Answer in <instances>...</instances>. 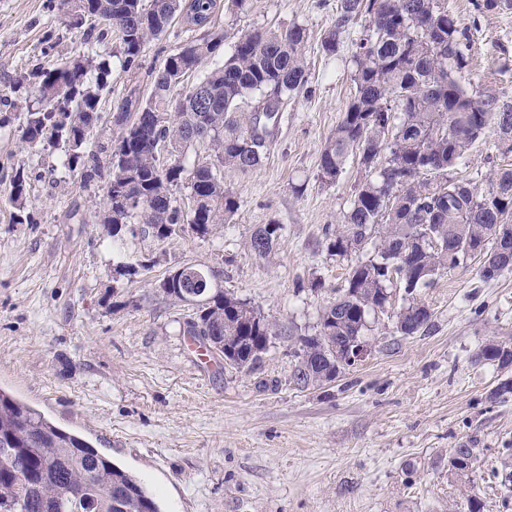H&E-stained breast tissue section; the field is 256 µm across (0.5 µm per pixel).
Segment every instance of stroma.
Returning <instances> with one entry per match:
<instances>
[{"instance_id":"1","label":"stroma","mask_w":512,"mask_h":512,"mask_svg":"<svg viewBox=\"0 0 512 512\" xmlns=\"http://www.w3.org/2000/svg\"><path fill=\"white\" fill-rule=\"evenodd\" d=\"M444 4L471 33L461 83L512 97V7ZM335 13L336 0H250L215 14L206 31L223 34V58L243 32L303 25L307 90L288 100L258 168H223L239 201L230 223L204 239L126 232L115 241L97 218L103 182L70 170L64 147L20 143L32 69L82 54V33L61 0H0V195L16 170L28 177L24 223L0 198V389L136 475L162 512H468L471 494L483 512H512V490L498 478L512 455V394L491 400L501 373L476 359L485 340L512 345V272L483 280L477 257L440 270L422 294L433 314L427 334H395L399 291L369 319V358L315 389L290 379L293 335L314 334L349 267L373 253L333 256L325 244L365 178L354 159L337 184L317 177L321 147L355 90L358 30L336 53L321 47ZM203 32L174 21L148 43L136 74L113 70L94 139L109 142L107 115L127 89L149 95L152 72ZM502 167L512 168V146L490 133L456 173L481 180ZM270 222L283 227L274 254H251L247 241ZM120 251L142 270L119 266ZM186 264L219 270L224 290L281 325L259 371L201 360L180 336L192 308L157 296L155 285ZM465 441L478 450L466 491L448 473L449 450Z\"/></svg>"}]
</instances>
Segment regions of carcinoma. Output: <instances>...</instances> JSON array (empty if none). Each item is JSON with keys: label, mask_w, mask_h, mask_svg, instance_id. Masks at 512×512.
Segmentation results:
<instances>
[{"label": "carcinoma", "mask_w": 512, "mask_h": 512, "mask_svg": "<svg viewBox=\"0 0 512 512\" xmlns=\"http://www.w3.org/2000/svg\"><path fill=\"white\" fill-rule=\"evenodd\" d=\"M74 26L90 23L88 54L31 71L37 107L29 110L20 141L28 146H67L68 165L85 180L105 183L99 223L116 237L124 230L162 241L169 226H195L207 238L238 210L224 188L219 168L241 173L262 162L274 136L283 100L307 89V29L246 31L223 62L202 69L218 53L223 36L192 40L166 57L151 91L137 88L111 114L117 133L108 144L92 141L101 119V91L112 78L113 61L93 55L94 21L120 31V69L138 66L147 42L177 17L211 21L220 0H64ZM365 22L355 41V92L320 154L318 176L334 184L350 157L366 177L341 227L327 233L326 249L336 256L371 243L374 255L349 267L336 297L319 313L314 335L294 338L291 379L300 389L317 388L347 369L348 346L365 338L368 319L386 308L393 290L406 304L396 314L401 336L425 335L432 312L421 298L448 251L459 266L470 249L484 252L481 276L493 280L512 271V168L486 177V187L455 175L470 145L489 132L512 141V100L492 86L466 90L456 78L465 68L470 37L441 0H336L334 27L322 39L324 52L337 51L342 34ZM208 146L218 166L184 163L187 152ZM190 188V214L176 205L174 191ZM5 201L23 223L26 179L16 171ZM282 226L257 228L248 250L266 258ZM181 279L157 284L158 294L185 303L186 291L205 289L180 333L193 343L209 337L211 356L224 354L226 337L236 350L225 365L254 373L261 367L277 324L245 299L215 287L219 273L198 265L181 267ZM477 360L500 370L512 365V346L482 344ZM477 449L462 444L448 454V474L472 477ZM0 512H160L154 495L130 472L99 455L80 436L0 390Z\"/></svg>", "instance_id": "cac0c4a2"}]
</instances>
